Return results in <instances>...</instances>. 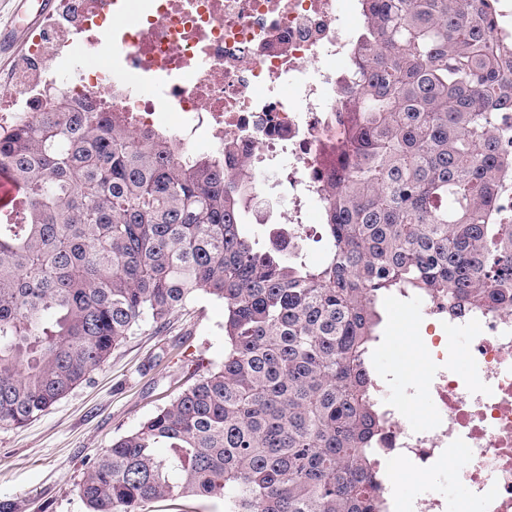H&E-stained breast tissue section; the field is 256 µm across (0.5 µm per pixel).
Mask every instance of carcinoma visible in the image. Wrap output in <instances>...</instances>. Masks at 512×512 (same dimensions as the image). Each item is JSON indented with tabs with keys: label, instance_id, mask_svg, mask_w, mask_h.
<instances>
[{
	"label": "carcinoma",
	"instance_id": "1",
	"mask_svg": "<svg viewBox=\"0 0 512 512\" xmlns=\"http://www.w3.org/2000/svg\"><path fill=\"white\" fill-rule=\"evenodd\" d=\"M343 139L323 145V259L244 230L233 144L187 156L120 112L0 126V426L87 380L150 320L224 302V361L94 458L89 512H387L371 354L391 292L512 311V34L498 0H358ZM178 503H171L169 501L159 502L153 504V507L149 508V510H151L150 512H184L178 510V508H183L195 512H224V500H188L183 502L188 508L175 505Z\"/></svg>",
	"mask_w": 512,
	"mask_h": 512
}]
</instances>
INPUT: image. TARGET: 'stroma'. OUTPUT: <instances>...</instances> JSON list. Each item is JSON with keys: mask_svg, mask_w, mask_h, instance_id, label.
Here are the masks:
<instances>
[{"mask_svg": "<svg viewBox=\"0 0 512 512\" xmlns=\"http://www.w3.org/2000/svg\"><path fill=\"white\" fill-rule=\"evenodd\" d=\"M290 198L250 211L261 244L289 228ZM425 302L393 294L384 303L381 341L373 364L387 385L389 404L408 405L411 425L430 423L432 406L415 382L426 354ZM224 359V304L198 293L171 314L163 329L141 326L93 370L86 382L21 427H0V512H87L78 485L98 451L136 430L193 384V365L214 367ZM401 497L435 492L460 512L468 494L453 467L435 477L404 483Z\"/></svg>", "mask_w": 512, "mask_h": 512, "instance_id": "1", "label": "stroma"}]
</instances>
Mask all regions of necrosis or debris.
Instances as JSON below:
<instances>
[{"label": "necrosis or debris", "instance_id": "4bbe7bcc", "mask_svg": "<svg viewBox=\"0 0 512 512\" xmlns=\"http://www.w3.org/2000/svg\"><path fill=\"white\" fill-rule=\"evenodd\" d=\"M62 16L31 39L0 84V119L18 121L57 99L125 113L136 130L158 112L181 113L184 141L198 128L211 146L239 144L230 165L253 178L256 201L278 195L272 172L287 169L296 208L323 196L316 155L349 64V25H364L356 0H65ZM134 11L129 26L115 15ZM111 56L100 62L99 48ZM429 363L419 383L431 423H403L391 410L379 457L423 479L454 464L469 512H512V313L456 316L425 302ZM467 334L468 371L455 339Z\"/></svg>", "mask_w": 512, "mask_h": 512}]
</instances>
